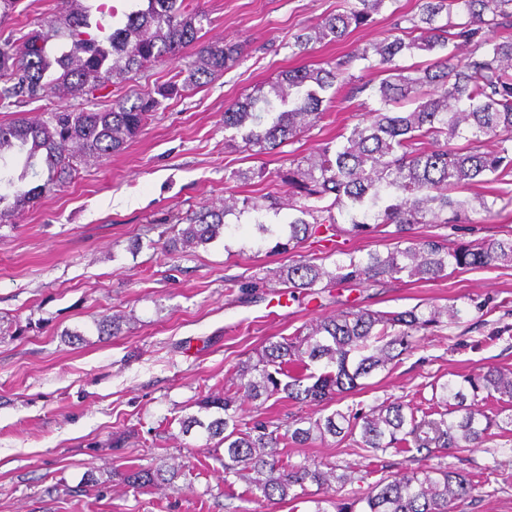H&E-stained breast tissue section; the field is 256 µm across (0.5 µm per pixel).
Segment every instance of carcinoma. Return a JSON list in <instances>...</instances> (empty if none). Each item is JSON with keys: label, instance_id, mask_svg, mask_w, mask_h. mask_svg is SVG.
<instances>
[{"label": "carcinoma", "instance_id": "obj_1", "mask_svg": "<svg viewBox=\"0 0 512 512\" xmlns=\"http://www.w3.org/2000/svg\"><path fill=\"white\" fill-rule=\"evenodd\" d=\"M343 0L341 11L328 14L294 35L293 55L305 56L316 45L341 42L368 25L386 2ZM416 11L398 16V34H389L353 53L323 63L285 69L235 100L224 111V140L241 139L256 154H277L319 126L327 117L323 93H363L378 107L369 109L341 141H328L314 155L290 160L279 172L288 187L286 241L273 250L287 253L301 243L333 237L358 238L381 226L395 246L358 258L336 249L338 258L303 256L270 273L289 290L291 299L314 295L324 286L385 288L404 277L435 282L456 272L512 263V234L455 241L446 234L419 235L416 226L441 229L501 216L498 203L512 202V38L492 33L512 28V0H416ZM115 11L89 0H58L54 15L20 38H0V107L36 102L61 94L91 95L126 83L164 55L175 56L197 44L184 78L131 101L118 98L103 111L52 110L47 118H17L0 124V161L16 151L22 172L7 180L0 193V223L34 202L49 186L71 176L84 162L100 160L126 147L162 101L200 85V80L230 68L242 54L240 43L201 44L204 14L192 0H147L125 15L121 26L106 23ZM469 47L459 58L450 47ZM417 51L436 57L410 65L401 58ZM379 77L376 86L352 73ZM411 109H405V106ZM495 149L483 151L486 143ZM45 166L44 183L25 188L27 176ZM482 185L487 193L468 197ZM280 205L270 191L259 197L224 199L220 208L201 207L183 218L186 227L170 242L205 246L229 229L226 217L268 211ZM454 320L452 306L427 304L401 312L375 311L340 304L333 317L304 327L292 337L270 340L227 379L224 395H206L198 414L179 421L181 433L219 439L224 456V485H246L251 501H308L309 487L320 496L313 512H464L482 497L489 479L474 480L444 462L476 447L491 430L512 432V369L489 367L430 384L431 407L411 408L400 398L369 408L361 404L316 419L300 416L285 422L270 416L238 414L234 394L263 406L274 396L323 408L336 397L361 389L360 380L400 362L414 338ZM98 335L118 334L120 320L104 316ZM503 402L495 412L493 397ZM351 438L369 456L390 452L404 464L388 472L357 496L341 494L353 481L354 468L337 463H292L284 459L288 443L311 446L327 437ZM414 462L412 468L408 463ZM133 488L172 483L182 468L133 462L120 471ZM338 493L334 498L329 491Z\"/></svg>", "mask_w": 512, "mask_h": 512}]
</instances>
